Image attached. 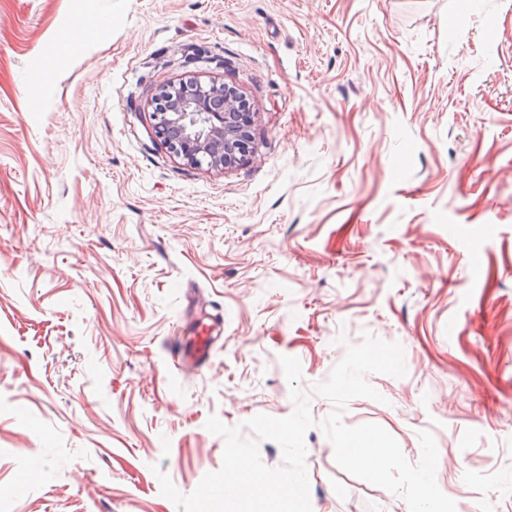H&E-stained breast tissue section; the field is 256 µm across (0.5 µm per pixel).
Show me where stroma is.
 <instances>
[{"label": "stroma", "mask_w": 512, "mask_h": 512, "mask_svg": "<svg viewBox=\"0 0 512 512\" xmlns=\"http://www.w3.org/2000/svg\"><path fill=\"white\" fill-rule=\"evenodd\" d=\"M192 74L252 104L229 168L153 134ZM188 285L224 345L178 375ZM366 330L406 374L344 423L414 464L430 431L457 512H512V0H0V512H177L209 416L290 415L287 355L323 420ZM306 446L313 512H409Z\"/></svg>", "instance_id": "obj_1"}]
</instances>
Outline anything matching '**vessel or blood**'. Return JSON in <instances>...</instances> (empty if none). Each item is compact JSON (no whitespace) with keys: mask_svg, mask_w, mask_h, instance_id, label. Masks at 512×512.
I'll list each match as a JSON object with an SVG mask.
<instances>
[{"mask_svg":"<svg viewBox=\"0 0 512 512\" xmlns=\"http://www.w3.org/2000/svg\"><path fill=\"white\" fill-rule=\"evenodd\" d=\"M224 334L222 315L207 311L177 322L175 347L171 352L173 366L180 372H196L204 368L214 355Z\"/></svg>","mask_w":512,"mask_h":512,"instance_id":"b4317fda","label":"vessel or blood"}]
</instances>
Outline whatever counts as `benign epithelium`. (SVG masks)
<instances>
[{"label": "benign epithelium", "mask_w": 512, "mask_h": 512, "mask_svg": "<svg viewBox=\"0 0 512 512\" xmlns=\"http://www.w3.org/2000/svg\"><path fill=\"white\" fill-rule=\"evenodd\" d=\"M151 104L154 136L185 164L223 170L248 154L253 112L238 87L189 76L159 87Z\"/></svg>", "instance_id": "obj_1"}]
</instances>
